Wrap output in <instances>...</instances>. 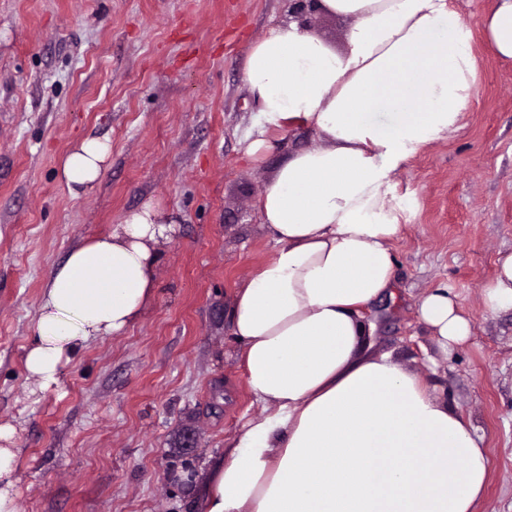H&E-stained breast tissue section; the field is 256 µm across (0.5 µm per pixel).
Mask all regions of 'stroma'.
Here are the masks:
<instances>
[{"label": "stroma", "instance_id": "35a3bbf8", "mask_svg": "<svg viewBox=\"0 0 512 512\" xmlns=\"http://www.w3.org/2000/svg\"><path fill=\"white\" fill-rule=\"evenodd\" d=\"M452 3L477 35V89L460 129L395 176L414 214L391 244L394 294L365 316L376 348L482 436L477 512H512V311L483 299L512 252V61L480 36L495 0ZM290 20L338 50L351 25L297 0H0V424L22 450L17 512H197L207 472L254 413L230 301L275 251L261 191L315 135H278L251 161L257 103L243 69L252 43ZM87 135L108 137L112 157L75 199L57 168ZM147 202L176 220L155 305L32 394L23 354L48 272ZM442 285L472 326L448 352L417 317Z\"/></svg>", "mask_w": 512, "mask_h": 512}]
</instances>
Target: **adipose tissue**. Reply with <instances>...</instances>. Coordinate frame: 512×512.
I'll use <instances>...</instances> for the list:
<instances>
[{
    "instance_id": "obj_1",
    "label": "adipose tissue",
    "mask_w": 512,
    "mask_h": 512,
    "mask_svg": "<svg viewBox=\"0 0 512 512\" xmlns=\"http://www.w3.org/2000/svg\"><path fill=\"white\" fill-rule=\"evenodd\" d=\"M316 10L351 19L343 49L291 21L252 44L243 70L260 131L249 156L273 150L271 131L303 126L320 141L292 152L259 195L275 254L231 303L258 410L209 471L202 512H477L488 465L474 426L373 351L364 316L395 285L390 243L413 214L396 174L458 131L474 97V34L449 0H318ZM482 27L487 52L512 60V0ZM111 153L106 137L73 142L58 166L71 197L101 182ZM174 224L146 203L50 271L24 356L35 390L143 317ZM418 318L444 350L471 334L444 286ZM15 433L0 424V512H16Z\"/></svg>"
}]
</instances>
